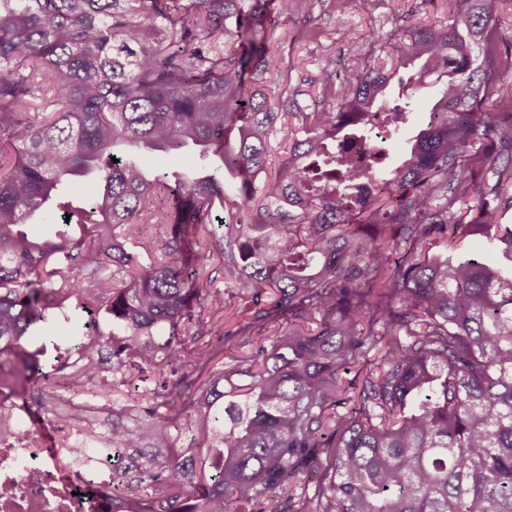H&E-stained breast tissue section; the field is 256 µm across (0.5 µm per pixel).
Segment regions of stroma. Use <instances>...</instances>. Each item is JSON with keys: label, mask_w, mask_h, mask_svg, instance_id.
Wrapping results in <instances>:
<instances>
[{"label": "stroma", "mask_w": 512, "mask_h": 512, "mask_svg": "<svg viewBox=\"0 0 512 512\" xmlns=\"http://www.w3.org/2000/svg\"><path fill=\"white\" fill-rule=\"evenodd\" d=\"M449 10L448 0H312L309 10L282 21L278 56L288 67L300 102L311 105L321 99L324 70L341 68L355 47H368L372 29L389 26L396 14L412 24H441ZM224 312L229 335L218 356L224 365L282 332L279 321L255 319L237 289H225Z\"/></svg>", "instance_id": "obj_1"}]
</instances>
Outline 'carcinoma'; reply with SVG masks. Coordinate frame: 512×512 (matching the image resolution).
I'll list each match as a JSON object with an SVG mask.
<instances>
[{"instance_id": "carcinoma-1", "label": "carcinoma", "mask_w": 512, "mask_h": 512, "mask_svg": "<svg viewBox=\"0 0 512 512\" xmlns=\"http://www.w3.org/2000/svg\"><path fill=\"white\" fill-rule=\"evenodd\" d=\"M309 3L0 0V394L58 421L112 403L68 453L107 459L112 512H512V34L449 0L389 69L325 71L308 112L269 55ZM417 63L430 118L387 165L369 119L406 122ZM469 235L498 250L457 255ZM215 262L256 318L296 321L229 368ZM71 310L82 354L51 363L36 337ZM187 365L209 375L183 401Z\"/></svg>"}]
</instances>
